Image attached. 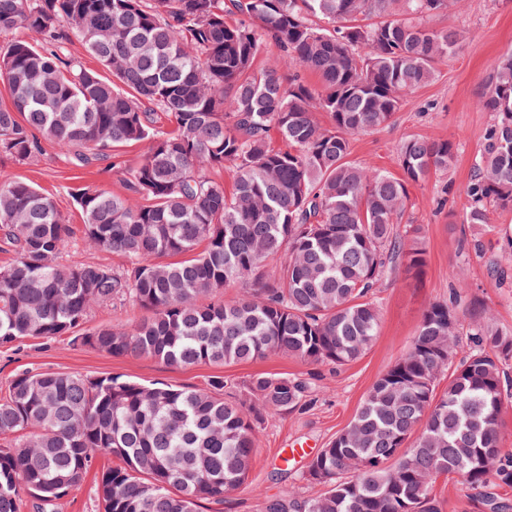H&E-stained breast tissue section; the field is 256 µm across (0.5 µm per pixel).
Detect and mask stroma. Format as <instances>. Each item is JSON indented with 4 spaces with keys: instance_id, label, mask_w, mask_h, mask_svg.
Masks as SVG:
<instances>
[{
    "instance_id": "obj_1",
    "label": "stroma",
    "mask_w": 512,
    "mask_h": 512,
    "mask_svg": "<svg viewBox=\"0 0 512 512\" xmlns=\"http://www.w3.org/2000/svg\"><path fill=\"white\" fill-rule=\"evenodd\" d=\"M432 24L460 27L466 38L453 57L439 64L437 78L409 98L392 126L351 140V161L393 174L398 171V144L406 136L450 140L457 146L447 173L434 174L410 188L408 215L420 227L425 265L414 278L406 274L403 262L393 264L377 292L379 334L361 358L336 365L272 353L252 362L173 367L152 357L111 356L75 346L65 336L51 342L30 339L0 346V394L16 374L27 371L112 375L179 387L203 386L215 376L237 384L257 373L304 379L311 387V405L268 417L257 432L258 447L246 483L222 504L200 506L201 512H257L259 497L291 486L309 496L322 493V486L302 478L308 456L284 462L281 453L294 441L310 443L312 451H319L342 432L374 381L407 351L431 303L443 302L456 310L461 338H468L474 323L483 320L512 333V211H495L491 223L480 226L461 221L462 190L493 120L478 101L494 63L512 49V0H454L449 12L434 17ZM143 152L140 143L118 147L108 158L77 167L58 146L48 143L42 155L25 164L0 156V169L49 194L75 226L63 262L120 267L126 263L123 256L87 246L73 195L84 187L126 195V185ZM106 464V459H96L83 484L58 500L53 512H102L97 480Z\"/></svg>"
}]
</instances>
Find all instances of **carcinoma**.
I'll return each instance as SVG.
<instances>
[{
  "label": "carcinoma",
  "instance_id": "carcinoma-1",
  "mask_svg": "<svg viewBox=\"0 0 512 512\" xmlns=\"http://www.w3.org/2000/svg\"><path fill=\"white\" fill-rule=\"evenodd\" d=\"M450 0H0V31L29 37L0 46V155L37 158L46 141L84 166L112 149L146 150L127 183L133 200L85 188L75 196L83 234L127 266L63 264L74 230L55 201L0 172V345L71 337L112 356L168 365L228 364L279 352L342 365L375 341V297L398 259L420 274L419 229L399 226L409 187L446 172L450 140L409 135L399 174L349 160L351 138L391 124L436 65L465 39L430 19ZM111 74L61 56L70 36ZM270 43L291 71L256 67ZM309 73L320 85L311 86ZM493 113L465 189L462 223L488 224L512 208V52L487 79ZM173 129L156 126L158 114ZM328 118L322 125L317 115ZM232 173L230 187L210 177ZM278 254L275 267L266 260ZM172 257V262L160 258ZM249 284L233 303L201 299ZM150 311L83 332L96 305ZM457 314L423 312L407 352L368 390L349 426L309 462L293 488L258 512H440L433 484L457 478L479 512L506 504L512 456L500 416L512 398L504 362L512 334L478 325L461 345ZM448 384L436 391L438 377ZM224 397L203 387L116 376L23 372L0 398V512L27 499L44 510L80 486L96 457L103 512H198L248 479L256 429L307 404V383L258 373Z\"/></svg>",
  "mask_w": 512,
  "mask_h": 512
}]
</instances>
